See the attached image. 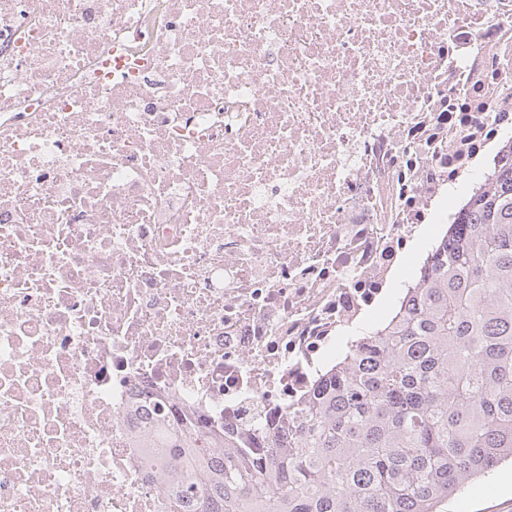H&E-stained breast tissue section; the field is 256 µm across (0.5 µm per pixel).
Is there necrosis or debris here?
<instances>
[{
  "mask_svg": "<svg viewBox=\"0 0 512 512\" xmlns=\"http://www.w3.org/2000/svg\"><path fill=\"white\" fill-rule=\"evenodd\" d=\"M512 165V0H0V512H174Z\"/></svg>",
  "mask_w": 512,
  "mask_h": 512,
  "instance_id": "obj_1",
  "label": "necrosis or debris"
}]
</instances>
